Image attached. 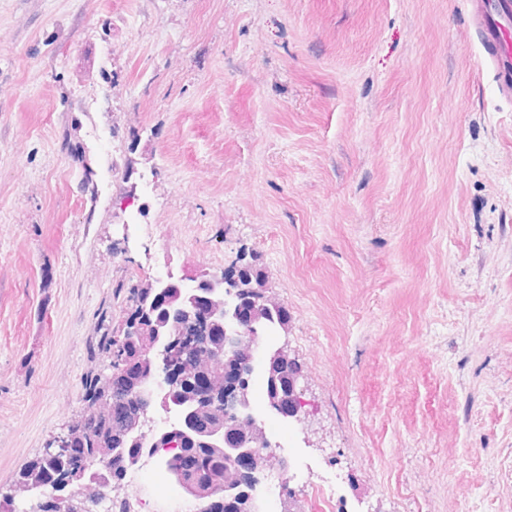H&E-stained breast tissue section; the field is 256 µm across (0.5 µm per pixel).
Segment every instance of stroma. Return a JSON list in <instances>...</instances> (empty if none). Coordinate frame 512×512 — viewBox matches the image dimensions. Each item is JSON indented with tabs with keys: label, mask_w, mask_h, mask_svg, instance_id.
<instances>
[{
	"label": "stroma",
	"mask_w": 512,
	"mask_h": 512,
	"mask_svg": "<svg viewBox=\"0 0 512 512\" xmlns=\"http://www.w3.org/2000/svg\"><path fill=\"white\" fill-rule=\"evenodd\" d=\"M471 22L0 0V491L84 416L131 286L243 255L303 374V422L255 410L265 512H512V100Z\"/></svg>",
	"instance_id": "1"
}]
</instances>
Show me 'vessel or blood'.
<instances>
[{"label":"vessel or blood","mask_w":512,"mask_h":512,"mask_svg":"<svg viewBox=\"0 0 512 512\" xmlns=\"http://www.w3.org/2000/svg\"><path fill=\"white\" fill-rule=\"evenodd\" d=\"M474 36L483 58L497 76V89L512 99V0H477Z\"/></svg>","instance_id":"b4317fda"}]
</instances>
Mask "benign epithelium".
I'll list each match as a JSON object with an SVG mask.
<instances>
[{"instance_id":"1","label":"benign epithelium","mask_w":512,"mask_h":512,"mask_svg":"<svg viewBox=\"0 0 512 512\" xmlns=\"http://www.w3.org/2000/svg\"><path fill=\"white\" fill-rule=\"evenodd\" d=\"M239 270L236 264L218 276L171 275L138 288L137 301L124 310L113 337L119 364L97 383L106 408L95 419L112 422V429L98 438L91 457L79 454L81 429L54 437L28 475L14 481V496L38 505L48 496L51 512L108 508L112 492L122 486L120 474L140 465L148 414L159 407L182 419L155 431L151 447L179 448L188 438L224 453L221 478L187 480L189 468L174 470L193 512H212L216 500L241 493L249 512H263L254 487L244 493L241 488L256 473L284 470L286 464L269 449L246 391L229 385L226 375L253 360L263 320L282 305L261 287L244 284ZM217 326L224 336L213 341L207 333ZM264 380L266 406L285 419L302 421L299 371L286 350L267 355ZM51 460L62 463L63 477L46 478L40 466Z\"/></svg>"}]
</instances>
